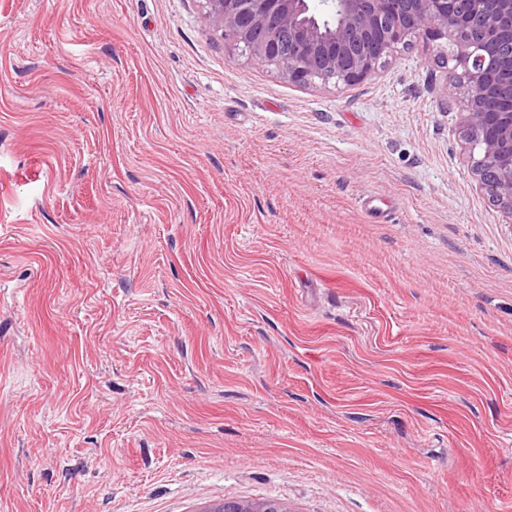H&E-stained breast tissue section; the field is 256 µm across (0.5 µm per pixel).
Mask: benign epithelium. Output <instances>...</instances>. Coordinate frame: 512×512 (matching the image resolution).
<instances>
[{
  "label": "benign epithelium",
  "mask_w": 512,
  "mask_h": 512,
  "mask_svg": "<svg viewBox=\"0 0 512 512\" xmlns=\"http://www.w3.org/2000/svg\"><path fill=\"white\" fill-rule=\"evenodd\" d=\"M225 47L300 84L352 85L410 38L446 40L465 85L464 131L479 189L512 217V0H203Z\"/></svg>",
  "instance_id": "benign-epithelium-1"
}]
</instances>
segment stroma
I'll use <instances>...</instances> for the list:
<instances>
[{
	"instance_id": "obj_1",
	"label": "stroma",
	"mask_w": 512,
	"mask_h": 512,
	"mask_svg": "<svg viewBox=\"0 0 512 512\" xmlns=\"http://www.w3.org/2000/svg\"><path fill=\"white\" fill-rule=\"evenodd\" d=\"M450 54L303 85L201 0H0V512H512Z\"/></svg>"
}]
</instances>
